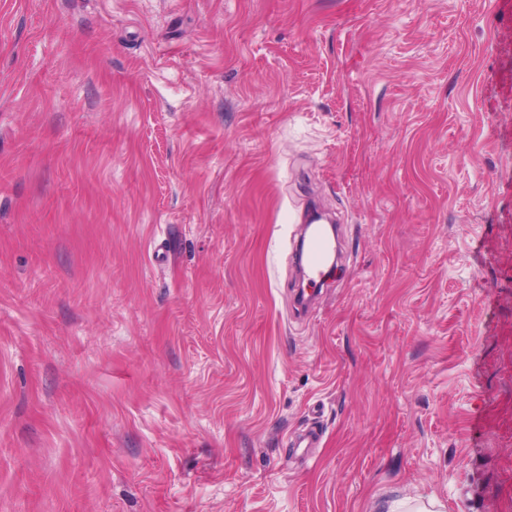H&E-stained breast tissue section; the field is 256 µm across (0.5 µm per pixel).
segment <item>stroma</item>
I'll return each instance as SVG.
<instances>
[{"label":"stroma","instance_id":"35a3bbf8","mask_svg":"<svg viewBox=\"0 0 512 512\" xmlns=\"http://www.w3.org/2000/svg\"><path fill=\"white\" fill-rule=\"evenodd\" d=\"M504 66L496 0H0V512H512ZM302 236L301 271L308 285L321 286L324 282L328 255L336 252L335 241L330 238L319 224L297 226Z\"/></svg>","mask_w":512,"mask_h":512}]
</instances>
